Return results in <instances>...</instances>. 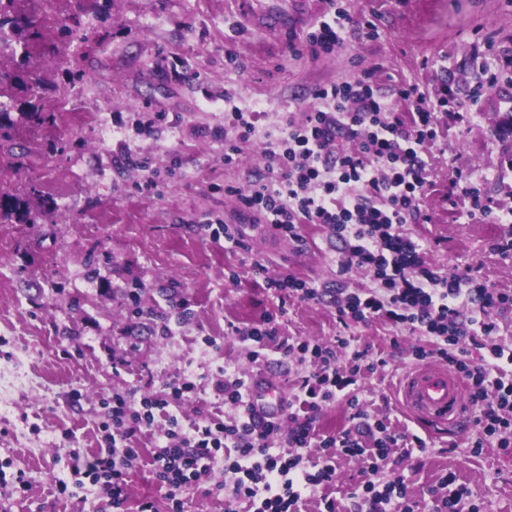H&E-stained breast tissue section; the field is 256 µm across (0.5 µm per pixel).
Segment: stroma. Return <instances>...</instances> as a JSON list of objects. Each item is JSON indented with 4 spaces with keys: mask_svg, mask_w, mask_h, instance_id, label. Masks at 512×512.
Returning a JSON list of instances; mask_svg holds the SVG:
<instances>
[{
    "mask_svg": "<svg viewBox=\"0 0 512 512\" xmlns=\"http://www.w3.org/2000/svg\"><path fill=\"white\" fill-rule=\"evenodd\" d=\"M358 20H374L379 36L356 26L344 49L318 58L289 52L322 15L323 0H303L296 19L275 33L254 29L238 0H114L89 15V39L57 62L54 80L71 93L59 101V128L25 159L54 214L33 224H0V469L23 474L27 489L0 487V512H101L103 494L85 484L80 498L58 494L71 480L73 454L98 451L103 398L113 391H158L176 375L195 391L180 407L185 423L231 414L216 395L220 368L256 371L247 351L226 336L228 324L280 315L289 336L327 341L384 357L362 382L361 395L379 417L420 436L425 451L400 467L421 512L438 478L454 473L485 512H512V457L496 447L473 455L474 427L448 434L419 424L401 402L397 383L418 338L375 321L343 325L330 300L280 302L255 284L238 249L213 243L198 230L213 221L240 224L225 185L263 172L261 142L243 144L236 167L224 165V95L238 105L265 103L264 127L283 112H303L318 83L376 73L389 100L416 83L430 95L451 87L468 111L444 132L423 203L430 220L409 225L429 247L428 260L447 272L470 270L482 283L512 290V226L468 217L448 202L458 170L483 174L482 191L512 206V68L485 90L491 58H512V0H348ZM238 57V68L224 58ZM121 113L123 133L101 140ZM145 160L132 165L130 156ZM153 178L155 186L139 185ZM251 255L268 277L292 274L323 287L367 288L361 270L336 276L339 244L316 224L303 244L248 229ZM99 273L86 274L89 263ZM238 273L229 284V273ZM142 283L139 318L124 293ZM210 336L216 348L205 347Z\"/></svg>",
    "mask_w": 512,
    "mask_h": 512,
    "instance_id": "1",
    "label": "stroma"
}]
</instances>
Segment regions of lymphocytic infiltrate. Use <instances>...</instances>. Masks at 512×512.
Returning <instances> with one entry per match:
<instances>
[{"mask_svg":"<svg viewBox=\"0 0 512 512\" xmlns=\"http://www.w3.org/2000/svg\"><path fill=\"white\" fill-rule=\"evenodd\" d=\"M354 19L339 0L327 9L302 41L312 55L343 48ZM405 103L396 110L376 90L371 73L354 80L316 85L302 119L285 115L280 126L261 125V103L242 108L224 99V163L238 161L243 143L261 140L267 159L264 174L226 186L241 211L263 224L275 237L303 241L305 225L322 226L342 249L338 275L366 270L371 288H340L328 293L316 282L293 275L267 278L266 287L279 298L320 301L331 297L341 323L382 320L418 335L409 352L412 363L439 361L463 380L475 411L474 452L486 444L512 446V379L504 373L512 353L487 346L497 330L496 315L512 311V293L474 281L466 273H448L426 259V250L408 224L422 219V199L430 183V149L441 136L443 122L463 121L464 107L451 89L430 98L418 85L399 88ZM469 215L512 223V208L493 206L473 174L455 183ZM230 333L255 365L270 353L307 365L309 373L285 401L277 417L256 412L249 386L231 367H224L216 391L236 414L228 420L209 418L185 426L174 413L176 402L195 389L180 375L151 395L116 391L106 405L103 446L93 459L76 461L72 475H86L106 494L112 512H125L127 473L148 460L154 482L167 488L168 512H183V496L210 484L211 465L223 460L232 480L224 486V512L248 504L254 512H300L303 494H317L335 484L336 463L362 460L367 477L354 493L367 512H418L403 474L396 472V448H425L422 438L407 434L387 419L373 415L359 398L360 382L377 367L367 351H348V342H318L283 337L276 316L231 326ZM481 356H473V349ZM339 402L348 423L323 434L317 419L324 406ZM167 426L151 452L139 445L155 426L157 415ZM288 445L275 447L280 434ZM319 449L317 459L303 451ZM429 512H466L472 491L447 474L429 490Z\"/></svg>","mask_w":512,"mask_h":512,"instance_id":"lymphocytic-infiltrate-1","label":"lymphocytic infiltrate"}]
</instances>
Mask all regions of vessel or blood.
Segmentation results:
<instances>
[{
  "instance_id": "obj_1",
  "label": "vessel or blood",
  "mask_w": 512,
  "mask_h": 512,
  "mask_svg": "<svg viewBox=\"0 0 512 512\" xmlns=\"http://www.w3.org/2000/svg\"><path fill=\"white\" fill-rule=\"evenodd\" d=\"M398 391L409 413L424 423L454 429L460 427L470 413L461 379L437 364L405 372L399 380Z\"/></svg>"
}]
</instances>
